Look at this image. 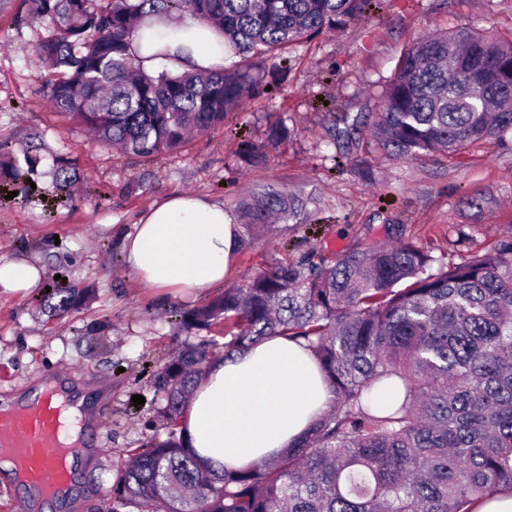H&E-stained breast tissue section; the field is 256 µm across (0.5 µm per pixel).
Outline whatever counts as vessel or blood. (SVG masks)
Segmentation results:
<instances>
[{
    "instance_id": "vessel-or-blood-1",
    "label": "vessel or blood",
    "mask_w": 512,
    "mask_h": 512,
    "mask_svg": "<svg viewBox=\"0 0 512 512\" xmlns=\"http://www.w3.org/2000/svg\"><path fill=\"white\" fill-rule=\"evenodd\" d=\"M73 401L60 385L48 384L32 404L0 407V447L32 492L62 496L68 493L72 463L84 455L80 442L61 438L65 412Z\"/></svg>"
}]
</instances>
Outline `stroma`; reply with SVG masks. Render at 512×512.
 Instances as JSON below:
<instances>
[{"label":"stroma","mask_w":512,"mask_h":512,"mask_svg":"<svg viewBox=\"0 0 512 512\" xmlns=\"http://www.w3.org/2000/svg\"><path fill=\"white\" fill-rule=\"evenodd\" d=\"M27 0H0V144L19 160L0 175V257L44 267L26 296L0 292V401L31 391L54 372L103 393L105 420L78 464L71 494L37 512H95L102 487L115 482L130 449L159 431L154 375L179 342L169 312L215 298L164 295L130 270L119 236L172 195L184 193L233 208L239 194L273 183L309 200L302 223L255 239L238 251L225 287L250 270L311 249L325 256L408 239L455 264L512 235V133L462 154L387 160L366 146L365 129L402 51L420 37L468 27L512 31V0H383L381 9L342 33L288 50V75L272 95L252 100L237 129L217 127L182 148L132 158L63 117L48 102L49 74L34 63L51 29L30 19ZM294 133L266 166L246 168L244 140L261 141L269 113ZM346 112L354 126L322 142L327 116ZM75 169L71 194L57 192L55 170ZM92 289L62 317L50 315L49 288ZM145 399L134 406L133 396Z\"/></svg>","instance_id":"1"}]
</instances>
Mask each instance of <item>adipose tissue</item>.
<instances>
[{"label": "adipose tissue", "mask_w": 512, "mask_h": 512, "mask_svg": "<svg viewBox=\"0 0 512 512\" xmlns=\"http://www.w3.org/2000/svg\"><path fill=\"white\" fill-rule=\"evenodd\" d=\"M156 32L188 46L184 61L196 70L221 68L233 58V48L220 47L216 28L191 17L162 19ZM236 249L230 212L191 196L163 201L124 238L127 262L143 284L186 295L223 285ZM43 276L41 267L0 258L4 292L26 294ZM329 399L309 352L276 337L210 366L185 409L184 434L205 464L238 469L301 440Z\"/></svg>", "instance_id": "adipose-tissue-1"}]
</instances>
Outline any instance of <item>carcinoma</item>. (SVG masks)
<instances>
[{
  "label": "carcinoma",
  "instance_id": "carcinoma-1",
  "mask_svg": "<svg viewBox=\"0 0 512 512\" xmlns=\"http://www.w3.org/2000/svg\"><path fill=\"white\" fill-rule=\"evenodd\" d=\"M382 0H32L53 27L35 50L53 74L51 106L125 155L180 149L244 111L288 72L263 64L327 32H343ZM189 12L234 47L232 68L206 73L141 68L135 48L180 60L153 36L156 16ZM464 53L476 68H448ZM512 37L468 27L428 35L401 55L382 91L370 144L411 159L455 155L512 131ZM280 112L265 138L245 142L249 167L291 138ZM299 196L255 189L234 210L238 243L298 223ZM76 288L48 296L67 313ZM183 344L158 370L165 432L122 466L104 512H476L512 497V236L448 264L412 241L353 249L326 259L311 250L248 273L202 306L174 311ZM315 359L329 409L296 446L237 471L203 466L185 447L181 418L210 365L273 337Z\"/></svg>",
  "mask_w": 512,
  "mask_h": 512
}]
</instances>
